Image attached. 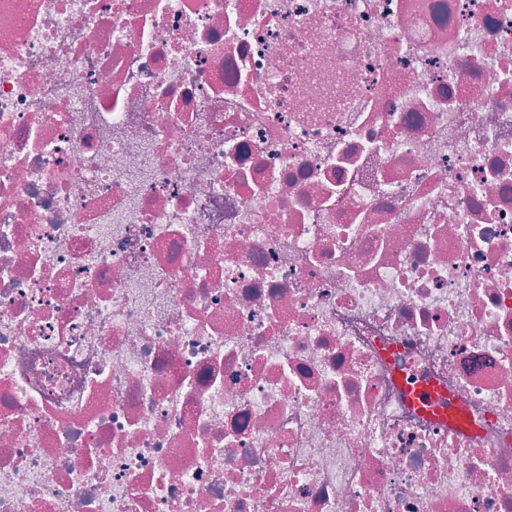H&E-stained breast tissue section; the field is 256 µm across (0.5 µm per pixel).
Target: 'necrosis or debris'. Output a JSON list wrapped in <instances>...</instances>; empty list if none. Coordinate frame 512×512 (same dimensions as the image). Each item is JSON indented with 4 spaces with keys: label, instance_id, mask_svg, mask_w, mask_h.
I'll use <instances>...</instances> for the list:
<instances>
[{
    "label": "necrosis or debris",
    "instance_id": "necrosis-or-debris-1",
    "mask_svg": "<svg viewBox=\"0 0 512 512\" xmlns=\"http://www.w3.org/2000/svg\"><path fill=\"white\" fill-rule=\"evenodd\" d=\"M0 512H512V0H0ZM411 399L419 404L420 406H423L426 410L432 412L434 411L437 415L442 417H448V419H453L457 421L458 423L464 424V416L461 409L457 407H450L447 410H437L436 407L433 406V393L431 389L424 388L420 385H412L410 387V393H409Z\"/></svg>",
    "mask_w": 512,
    "mask_h": 512
}]
</instances>
